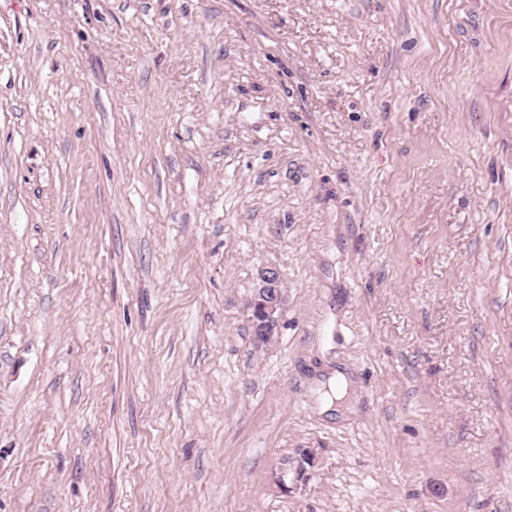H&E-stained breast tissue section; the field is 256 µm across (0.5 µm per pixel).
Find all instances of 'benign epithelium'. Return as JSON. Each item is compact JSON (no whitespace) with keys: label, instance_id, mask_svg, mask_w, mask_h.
Here are the masks:
<instances>
[{"label":"benign epithelium","instance_id":"1","mask_svg":"<svg viewBox=\"0 0 512 512\" xmlns=\"http://www.w3.org/2000/svg\"><path fill=\"white\" fill-rule=\"evenodd\" d=\"M285 302V288L279 272L274 268L262 269L251 300L252 329L257 343H273Z\"/></svg>","mask_w":512,"mask_h":512}]
</instances>
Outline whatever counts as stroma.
Listing matches in <instances>:
<instances>
[{"label": "stroma", "instance_id": "1", "mask_svg": "<svg viewBox=\"0 0 512 512\" xmlns=\"http://www.w3.org/2000/svg\"><path fill=\"white\" fill-rule=\"evenodd\" d=\"M0 512H512V0H0ZM285 302V288L279 272L275 268H263L251 300L253 336L258 344L273 343Z\"/></svg>", "mask_w": 512, "mask_h": 512}]
</instances>
